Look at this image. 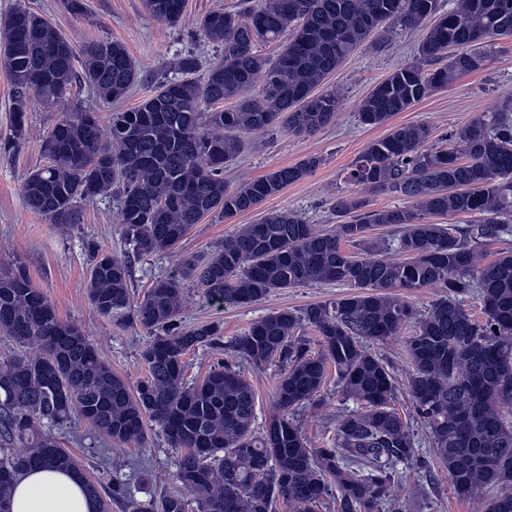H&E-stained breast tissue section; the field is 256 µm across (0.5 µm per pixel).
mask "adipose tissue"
Returning <instances> with one entry per match:
<instances>
[{
	"label": "adipose tissue",
	"mask_w": 512,
	"mask_h": 512,
	"mask_svg": "<svg viewBox=\"0 0 512 512\" xmlns=\"http://www.w3.org/2000/svg\"><path fill=\"white\" fill-rule=\"evenodd\" d=\"M11 512H96L97 504L72 473L55 468L29 470L15 481Z\"/></svg>",
	"instance_id": "obj_1"
}]
</instances>
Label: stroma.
<instances>
[{
    "mask_svg": "<svg viewBox=\"0 0 512 512\" xmlns=\"http://www.w3.org/2000/svg\"><path fill=\"white\" fill-rule=\"evenodd\" d=\"M83 10L74 14L62 0H0V23L18 7L40 14L66 38H112L122 41L145 82L136 84L119 106L106 104L87 86L74 84L64 110L94 112L108 121L113 109L130 110L150 94L153 84L165 78L180 77L178 64L191 55L200 70H207L218 59L215 47L198 38L201 19L216 9L238 7L240 0H185L181 20L166 25L153 19L143 0H82ZM422 29L394 28L380 49L367 47L354 51L330 74L326 86L342 91L345 105L334 124L316 134L301 138L284 129L273 128L245 135L241 154L224 165V180L234 187L247 179L264 176L276 169L299 163L309 156L320 158V165L304 179L288 185L268 197L256 209L224 218L205 217L194 225L175 252L144 256L131 265V290L142 295L155 280L177 272L179 258L205 261L223 243L246 224L262 216L294 211L324 231L337 224L333 210L336 194H351L344 180L346 168L366 144L385 136L390 126L426 124L434 135L464 127L481 113L492 111L498 98L512 92V37L499 39L497 52L488 66L479 72L461 76L447 89L433 92L406 111L397 113L387 126H365L357 118L356 108L374 87L395 69L413 60ZM13 84L0 65V270L22 268L32 284L42 291L59 317L80 326L88 339L110 363L113 373L123 377L129 387H137L147 374L141 358L150 334L139 326L119 324L99 315L87 298L92 248L117 255L128 246L121 235L116 202L103 198L87 204L81 223L58 226L32 213L25 205L21 187L27 175L45 164L41 151L43 134L56 122L59 110L32 101L28 127L15 137L12 127ZM186 304L177 321L181 327L201 324L220 327L223 350L196 349L185 357L187 380L202 379L217 359L230 358L226 345L254 321L278 310L301 311L308 305L347 295L342 284L304 285L269 294L261 301L245 306H220L206 297L195 281L184 285ZM411 328H403L400 337L377 345L376 353L388 361L396 376L395 406L410 423L418 446L412 461L399 463L395 500L384 512H475L472 501L457 497L448 481V473L427 440V431L417 417L408 395V364L404 339ZM241 369L256 393V428H263L276 412L274 394L282 367L272 362L256 367L241 362ZM353 401L343 398L336 387L335 373H328L320 396L294 415L311 447L330 444L338 412L355 410ZM61 448L85 468L97 482L104 498L112 502V512H128L129 500L145 501L179 493L173 474L180 458L157 426L147 428V447L139 449L113 442L80 416L50 428Z\"/></svg>",
    "mask_w": 512,
    "mask_h": 512,
    "instance_id": "35a3bbf8",
    "label": "stroma"
}]
</instances>
